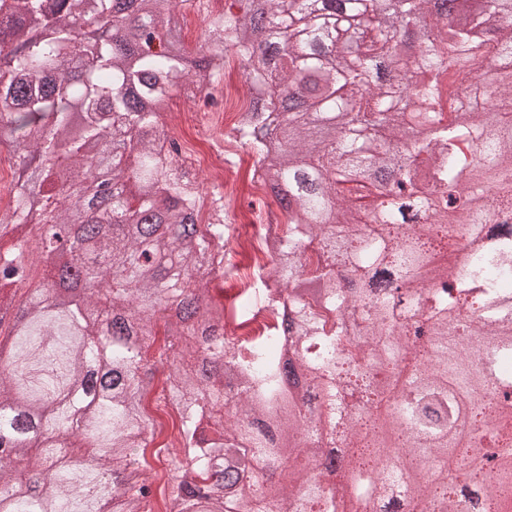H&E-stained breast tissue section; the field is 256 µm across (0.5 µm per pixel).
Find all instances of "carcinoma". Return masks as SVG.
I'll return each instance as SVG.
<instances>
[{
    "instance_id": "carcinoma-1",
    "label": "carcinoma",
    "mask_w": 512,
    "mask_h": 512,
    "mask_svg": "<svg viewBox=\"0 0 512 512\" xmlns=\"http://www.w3.org/2000/svg\"><path fill=\"white\" fill-rule=\"evenodd\" d=\"M186 0H0V146L20 159L0 215V326L35 265L52 276L29 291L0 366V512H147V448L156 422L141 410L152 383L145 352L155 324L177 362L167 399L179 411L186 465L171 484L173 512H338L383 500L420 471L355 465L356 492L322 483L320 415L329 447L359 457L392 437L430 472V512H466L437 491L459 437L489 407L493 435H512V0H481L465 20L434 0H242L209 18L196 53L170 40ZM431 17L416 50L400 49ZM232 50L255 94L235 127L288 215L272 242L286 294L257 288L226 308L192 282L224 275L215 250L229 238L223 196L201 229L204 186L176 175L181 147L164 137L158 104L187 82L224 85ZM414 74L413 85L375 72ZM308 107L265 133L281 98ZM423 135L408 139L410 123ZM385 125L390 136L379 137ZM36 166L43 189L31 191ZM383 232L369 236L368 225ZM459 239L448 265L426 242ZM317 244L323 263L300 260ZM375 282L354 293L337 277ZM473 300L481 321L461 316ZM271 304L294 314L244 349L224 345L226 312ZM421 317L429 354L390 393L400 363L418 360L408 327ZM468 464L502 489L512 512V448L469 440Z\"/></svg>"
}]
</instances>
